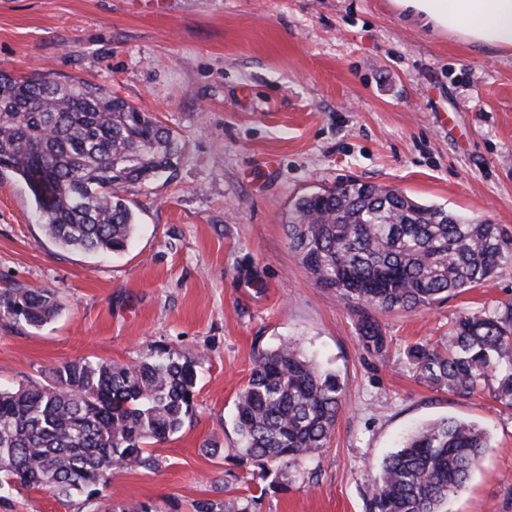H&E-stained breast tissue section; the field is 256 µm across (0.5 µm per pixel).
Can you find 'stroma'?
Here are the masks:
<instances>
[{
	"label": "stroma",
	"mask_w": 512,
	"mask_h": 512,
	"mask_svg": "<svg viewBox=\"0 0 512 512\" xmlns=\"http://www.w3.org/2000/svg\"><path fill=\"white\" fill-rule=\"evenodd\" d=\"M0 70L111 86L181 142L172 176L122 186L138 227L110 257L66 250L0 177V290L55 293L34 329L0 316V387L74 360L127 364L162 345L201 362L191 421L150 446L157 464L112 473L101 512L136 500L194 512H369L383 459L415 427L455 417L491 446L447 512H512V408L491 386L437 389L408 366L464 311L512 302V263L420 312L380 315L319 287L285 232L293 200L356 178L512 232V53L436 37L390 0H0ZM293 339L336 372L343 408L326 446L287 479L237 464L236 395L259 352ZM79 498L15 492L0 512H80ZM195 512H251L250 503H239L238 500L218 501L201 499L195 504Z\"/></svg>",
	"instance_id": "1"
}]
</instances>
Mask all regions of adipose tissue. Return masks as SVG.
Here are the masks:
<instances>
[{"instance_id":"ef3b65f1","label":"adipose tissue","mask_w":512,"mask_h":512,"mask_svg":"<svg viewBox=\"0 0 512 512\" xmlns=\"http://www.w3.org/2000/svg\"><path fill=\"white\" fill-rule=\"evenodd\" d=\"M402 19L438 34L512 50V0H391Z\"/></svg>"}]
</instances>
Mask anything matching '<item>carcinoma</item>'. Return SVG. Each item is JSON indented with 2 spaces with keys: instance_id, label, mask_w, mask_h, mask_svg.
Wrapping results in <instances>:
<instances>
[{
  "instance_id": "1",
  "label": "carcinoma",
  "mask_w": 512,
  "mask_h": 512,
  "mask_svg": "<svg viewBox=\"0 0 512 512\" xmlns=\"http://www.w3.org/2000/svg\"><path fill=\"white\" fill-rule=\"evenodd\" d=\"M180 151L170 129L103 83L44 71H0V175L22 180L46 237L89 255L123 252L137 229L118 186L172 173ZM290 246L316 283L365 310L364 347L385 336L376 314L416 312L481 285L512 261V234L474 224L401 190L350 179L302 195L287 224ZM59 312L55 293L13 288L0 314L38 328ZM411 370L428 384L473 394L493 381L512 406V304L456 317L448 344L414 343ZM199 361L156 348L133 363L67 362L47 380L0 389V504L14 491L50 490L100 500L118 469L151 467V444L190 417ZM344 388L294 342L255 357L235 404L239 458L265 476L295 470L325 447ZM489 447L478 425L429 421L387 456L370 489L371 512H443ZM195 512H251L236 500L201 499Z\"/></svg>"
}]
</instances>
